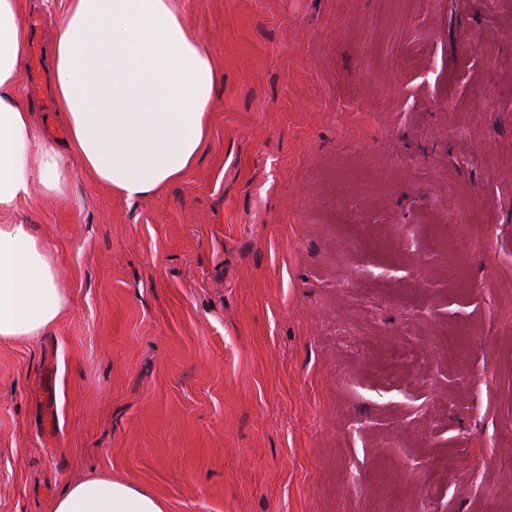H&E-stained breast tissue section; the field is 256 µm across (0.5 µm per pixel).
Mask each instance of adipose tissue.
Here are the masks:
<instances>
[{"label": "adipose tissue", "instance_id": "obj_1", "mask_svg": "<svg viewBox=\"0 0 512 512\" xmlns=\"http://www.w3.org/2000/svg\"><path fill=\"white\" fill-rule=\"evenodd\" d=\"M30 42L19 0H0V209L33 187L70 188L61 155L15 91ZM52 85L68 147L105 186L133 200L196 162L220 74L173 0H68L54 23ZM64 298L48 246L26 224H0V338L31 339ZM54 512H164L151 493L109 479L72 485Z\"/></svg>", "mask_w": 512, "mask_h": 512}]
</instances>
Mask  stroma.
Here are the masks:
<instances>
[{"instance_id": "1", "label": "stroma", "mask_w": 512, "mask_h": 512, "mask_svg": "<svg viewBox=\"0 0 512 512\" xmlns=\"http://www.w3.org/2000/svg\"><path fill=\"white\" fill-rule=\"evenodd\" d=\"M177 5L223 74L196 164L129 200L68 154V194L0 213L66 300L0 340V512L91 477L166 512H512V0ZM64 8L20 0L57 145Z\"/></svg>"}]
</instances>
